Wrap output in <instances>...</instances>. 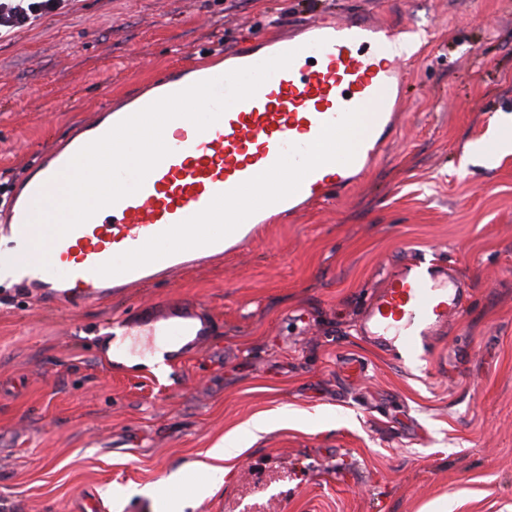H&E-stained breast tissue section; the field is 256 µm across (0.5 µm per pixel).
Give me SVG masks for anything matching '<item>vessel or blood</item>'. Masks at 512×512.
Masks as SVG:
<instances>
[{
	"label": "vessel or blood",
	"instance_id": "vessel-or-blood-1",
	"mask_svg": "<svg viewBox=\"0 0 512 512\" xmlns=\"http://www.w3.org/2000/svg\"><path fill=\"white\" fill-rule=\"evenodd\" d=\"M412 41L409 29L352 15L319 18L226 53L228 72L288 51L295 57L207 129L171 120L163 132L170 153L142 187L54 240L41 267L31 258L41 228L29 219L74 155L128 116L217 73L197 64L171 68L140 92L107 102L39 158L0 210L20 288L46 305L96 303L238 250L265 214L341 198L402 124L392 91L405 83L412 57L394 47ZM465 295L452 266L407 255L366 297L360 332L387 343L401 363H427L437 330ZM119 329L125 343L115 358L144 338L174 366L217 333L212 314L183 299L135 306Z\"/></svg>",
	"mask_w": 512,
	"mask_h": 512
}]
</instances>
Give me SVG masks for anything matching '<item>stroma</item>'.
<instances>
[{
	"label": "stroma",
	"mask_w": 512,
	"mask_h": 512,
	"mask_svg": "<svg viewBox=\"0 0 512 512\" xmlns=\"http://www.w3.org/2000/svg\"><path fill=\"white\" fill-rule=\"evenodd\" d=\"M361 12L429 32L395 143L341 198L274 221L167 281L49 310L0 281V512H512V153L473 144L512 114V0H67L0 37V199L110 98L247 37ZM469 291L430 363L361 336L367 293L408 251ZM192 299L219 329L158 378L114 363L130 301ZM360 358L356 383L339 371ZM268 430L215 494L172 473L256 414ZM155 485L156 498L134 487Z\"/></svg>",
	"instance_id": "stroma-1"
}]
</instances>
